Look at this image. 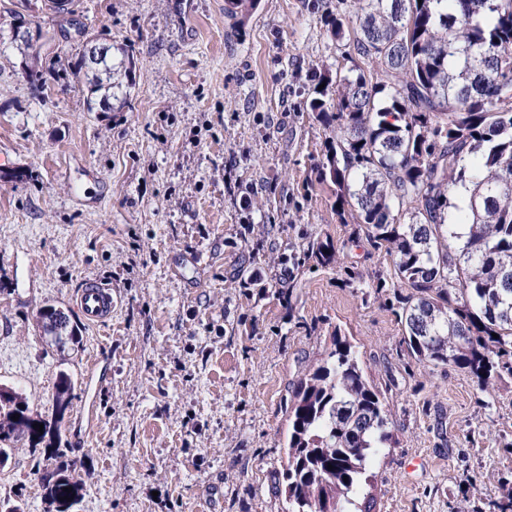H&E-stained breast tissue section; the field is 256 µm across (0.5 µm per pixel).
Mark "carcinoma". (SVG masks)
Returning <instances> with one entry per match:
<instances>
[{
    "label": "carcinoma",
    "instance_id": "cac0c4a2",
    "mask_svg": "<svg viewBox=\"0 0 512 512\" xmlns=\"http://www.w3.org/2000/svg\"><path fill=\"white\" fill-rule=\"evenodd\" d=\"M319 21L338 41L353 31V57L334 77L311 68L307 109L329 130L316 180L335 186L339 215L390 262L376 287L409 289L398 316L414 357L492 389L512 358V0H354ZM73 75L97 111L101 86L78 61ZM467 185L466 202L457 189ZM302 252L338 262L319 239ZM45 311L46 334L77 341L63 311ZM74 387L59 374L62 416ZM287 410L283 512H371L358 495L368 458L391 444L389 409L347 340L333 338ZM37 422L22 395L0 388V467L18 444L43 441L50 426L40 433ZM43 454L50 506L72 512L83 483L62 449Z\"/></svg>",
    "mask_w": 512,
    "mask_h": 512
}]
</instances>
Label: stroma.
I'll list each match as a JSON object with an SVG mask.
<instances>
[{
    "instance_id": "1",
    "label": "stroma",
    "mask_w": 512,
    "mask_h": 512,
    "mask_svg": "<svg viewBox=\"0 0 512 512\" xmlns=\"http://www.w3.org/2000/svg\"><path fill=\"white\" fill-rule=\"evenodd\" d=\"M25 2L59 65L111 42L127 94L89 112L81 82L37 91L0 0V385L53 423L84 484L75 512H281L286 407L337 335L390 409L392 444L367 466L376 512H492L512 495V374L486 393L419 363L399 291L373 286L386 261L315 180L327 131L307 73L343 66L318 18L350 0L243 16L226 0H78L81 36ZM313 238L340 265L303 261ZM91 279L112 291L108 322L76 306ZM46 305L80 343L44 333ZM62 371L76 388L59 420ZM42 460L23 445L0 467V512H48Z\"/></svg>"
}]
</instances>
